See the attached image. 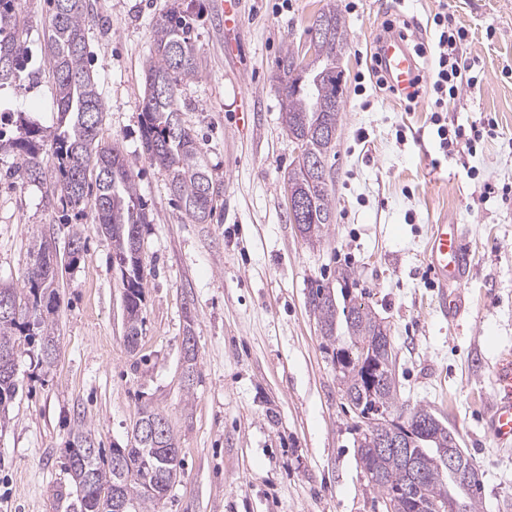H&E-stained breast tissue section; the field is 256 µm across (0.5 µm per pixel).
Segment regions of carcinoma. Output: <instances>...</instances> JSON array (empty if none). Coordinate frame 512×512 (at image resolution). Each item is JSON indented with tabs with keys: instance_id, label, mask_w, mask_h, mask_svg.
Wrapping results in <instances>:
<instances>
[{
	"instance_id": "1",
	"label": "carcinoma",
	"mask_w": 512,
	"mask_h": 512,
	"mask_svg": "<svg viewBox=\"0 0 512 512\" xmlns=\"http://www.w3.org/2000/svg\"><path fill=\"white\" fill-rule=\"evenodd\" d=\"M51 18L46 42L48 64L55 80L56 126L47 130L23 113L0 118V150L17 159L18 184L49 183L50 195L62 210L89 212L112 240V266L123 288L124 342L141 335L144 274L138 273L141 226L148 223L133 164L118 143L105 137L100 126L104 104L88 68L85 38L91 22L90 0H49ZM311 29L312 69L300 90L294 89L293 63L299 52L288 47L278 60L279 80L288 106L281 114L288 137L299 149L288 170V185L309 201L310 211L299 232L308 242L320 240L334 219L331 153L336 140L317 132L321 126L337 130L340 120L339 73L346 45L345 21L337 9L323 11ZM24 21L17 0H0V87L16 82L26 69L29 50L23 39ZM201 77L190 32L189 16L179 10L159 15L153 24L151 56L146 65V89L139 102L141 140L145 159L168 175V189L182 203L193 224L210 223L219 187L212 180L196 136L179 117L182 83ZM53 244L42 240L22 275L23 286L0 284V296L14 298L15 312L0 316V353L18 356L24 343L39 341L41 361L49 366L57 350L50 314L58 306L56 270L46 271ZM342 301L330 288L317 286L310 306L318 320L324 348L332 349L336 380L363 428L354 440L357 461L368 486L377 492L385 512H435L450 500L460 512H481L480 479L458 444H448V425L421 406H399L395 351L390 330L376 313L350 292L351 274L339 273ZM19 390L18 374L0 373V406L6 407ZM142 411L165 423L166 437L155 446L133 439L128 448H114L130 467L117 472L114 463L101 465V449L92 431L77 427L70 433L66 470L71 483L56 497L65 512H112L107 495L118 490L127 512H152L167 496L181 471L178 440L164 413ZM432 422L426 437L406 428L411 418ZM398 434L404 448L378 451L371 445L372 429ZM454 448L464 465L463 475L448 471L443 455ZM420 472L419 481L413 480Z\"/></svg>"
}]
</instances>
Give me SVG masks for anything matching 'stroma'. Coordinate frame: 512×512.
I'll return each mask as SVG.
<instances>
[{"label":"stroma","mask_w":512,"mask_h":512,"mask_svg":"<svg viewBox=\"0 0 512 512\" xmlns=\"http://www.w3.org/2000/svg\"><path fill=\"white\" fill-rule=\"evenodd\" d=\"M90 62L105 110L104 134L133 163L149 216L141 227L145 275L142 335L124 343V302L112 242L91 217L63 218L45 188L7 178L0 152V282L21 286L36 240L57 251L52 366L38 343L22 346L19 392L0 418V512H61L69 485V435L90 429L101 448L129 445L141 407L161 410L181 448V477L156 512H383L356 460L358 419L336 383L308 304L316 285L335 286L350 269L356 293L390 329L401 400L431 409L458 436L482 480V512H512V446L488 435L479 416L497 355L512 349V0H448L471 32L462 55L474 91L449 101L443 121H484L494 137L475 153L445 154L430 95L414 111L366 83L361 55L389 20L425 38L438 0H356L346 12L332 193L335 219L315 244L288 219L285 176L296 146L281 120L278 59L304 48L313 20L345 0H238V52L227 57L219 0H92ZM188 8L202 66L182 85L180 119L198 140L221 194L211 223L191 224L167 175L143 157L139 101L156 17ZM28 74L0 89V113L25 112L53 126L54 81L44 51L47 0H19ZM254 115L248 133L236 115ZM495 192L482 197L484 185ZM461 224L474 271L470 313L449 332L440 289L426 265L432 225ZM83 250L69 257L70 226ZM197 359L185 378L182 338Z\"/></svg>","instance_id":"stroma-1"}]
</instances>
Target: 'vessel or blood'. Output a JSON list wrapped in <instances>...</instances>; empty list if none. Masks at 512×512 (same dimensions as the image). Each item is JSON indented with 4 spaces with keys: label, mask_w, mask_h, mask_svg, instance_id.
I'll return each instance as SVG.
<instances>
[{
    "label": "vessel or blood",
    "mask_w": 512,
    "mask_h": 512,
    "mask_svg": "<svg viewBox=\"0 0 512 512\" xmlns=\"http://www.w3.org/2000/svg\"><path fill=\"white\" fill-rule=\"evenodd\" d=\"M383 66L391 82L409 87L418 64L404 41L396 38L379 45ZM427 265L442 289L441 302L449 323L469 312L464 291L471 268L467 235L459 224H435L427 244ZM488 433L499 443H512V352L500 353L492 377V395L485 414Z\"/></svg>",
    "instance_id": "b4317fda"
}]
</instances>
